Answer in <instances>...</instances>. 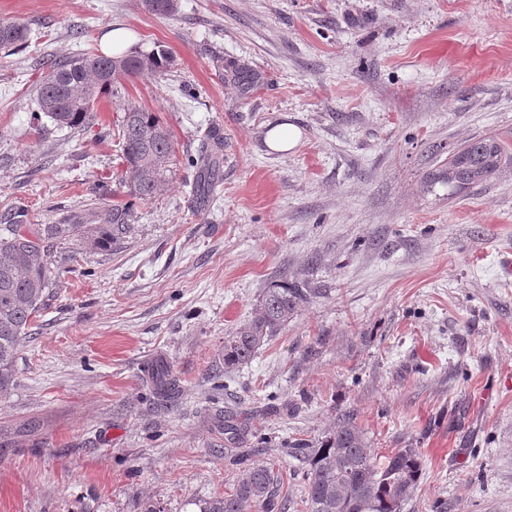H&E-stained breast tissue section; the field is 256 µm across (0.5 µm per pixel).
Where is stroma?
I'll return each mask as SVG.
<instances>
[{
	"label": "stroma",
	"instance_id": "35a3bbf8",
	"mask_svg": "<svg viewBox=\"0 0 512 512\" xmlns=\"http://www.w3.org/2000/svg\"><path fill=\"white\" fill-rule=\"evenodd\" d=\"M27 47L0 52V220L31 224L131 201L113 131L120 104L160 114L168 181L108 248L55 247L54 284L0 401V512H198L249 464L307 512L317 443L351 414L377 455L414 448L401 512H512V164L456 195L426 174L457 147L512 143V0H0ZM124 26L161 45L165 74L120 79L94 124L36 118L50 59L103 52ZM235 59L260 76L220 77ZM301 131L293 151L270 128ZM223 137L196 208L197 159ZM132 202V201H131ZM312 297L250 361L224 338L280 277ZM179 384L157 399L145 369ZM246 426L228 439L225 413ZM300 139L301 131L295 125L280 123L268 132L266 145L273 152L288 153L297 147Z\"/></svg>",
	"mask_w": 512,
	"mask_h": 512
}]
</instances>
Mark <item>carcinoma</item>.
Wrapping results in <instances>:
<instances>
[{
	"instance_id": "carcinoma-1",
	"label": "carcinoma",
	"mask_w": 512,
	"mask_h": 512,
	"mask_svg": "<svg viewBox=\"0 0 512 512\" xmlns=\"http://www.w3.org/2000/svg\"><path fill=\"white\" fill-rule=\"evenodd\" d=\"M142 6L162 17L172 16L177 10L176 0H142ZM28 38L24 25L0 21V50L13 52ZM170 62L171 55L162 45L148 53L106 56L92 51L53 59L36 88L38 108L58 128L79 130L94 120L96 103L112 92L120 79L144 72L162 74ZM221 68L242 86L249 88L255 83V73L244 64L229 61ZM121 111L117 138L124 178L132 196L145 201L168 179L174 157L171 135L156 112L132 103L121 105ZM223 145L216 135L212 149L203 153V174L196 185L201 207L211 190L210 175ZM511 161L512 152L500 139H471L446 167L429 176V183L441 184L454 195L496 177ZM90 217L102 221L98 243L107 245L125 233L132 213L124 205H114L96 209ZM87 232L88 225L81 218L68 224L0 225V399L13 389L22 340L38 317L49 288L61 278L52 262L55 244ZM307 302L308 289L296 282L282 281L265 289L258 314L224 337V370L249 361ZM171 376V367L163 363L152 372L153 383L163 398L176 391ZM295 450L309 466L305 489L309 512H401L422 472L421 458L414 448H400L385 461H378L350 415L342 416L336 429L320 444L299 442ZM274 483L272 470L256 463L245 471L232 494L204 503L200 512H277Z\"/></svg>"
}]
</instances>
